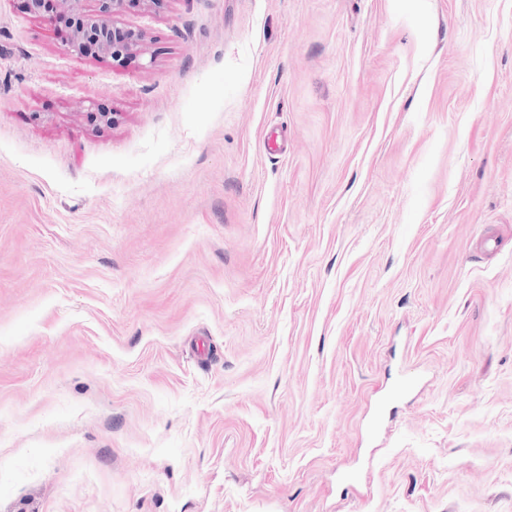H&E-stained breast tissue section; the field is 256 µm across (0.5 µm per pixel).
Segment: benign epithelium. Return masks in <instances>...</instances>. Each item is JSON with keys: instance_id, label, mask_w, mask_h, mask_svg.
<instances>
[{"instance_id": "obj_1", "label": "benign epithelium", "mask_w": 512, "mask_h": 512, "mask_svg": "<svg viewBox=\"0 0 512 512\" xmlns=\"http://www.w3.org/2000/svg\"><path fill=\"white\" fill-rule=\"evenodd\" d=\"M54 23L72 22L69 48L78 54H103L121 65L130 56L142 51L143 34L119 25L130 9L156 6L163 0H96L97 7L88 11L85 0H55Z\"/></svg>"}]
</instances>
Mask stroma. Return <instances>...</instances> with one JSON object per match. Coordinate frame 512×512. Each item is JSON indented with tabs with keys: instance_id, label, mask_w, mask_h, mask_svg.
I'll return each mask as SVG.
<instances>
[{
	"instance_id": "stroma-1",
	"label": "stroma",
	"mask_w": 512,
	"mask_h": 512,
	"mask_svg": "<svg viewBox=\"0 0 512 512\" xmlns=\"http://www.w3.org/2000/svg\"><path fill=\"white\" fill-rule=\"evenodd\" d=\"M121 22L0 0V512H512V0ZM97 7L88 11L85 0H55L54 23L73 22L69 48L78 54H103L121 65L143 49V34L139 30L120 26V18L130 9L157 6L164 0H95Z\"/></svg>"
}]
</instances>
